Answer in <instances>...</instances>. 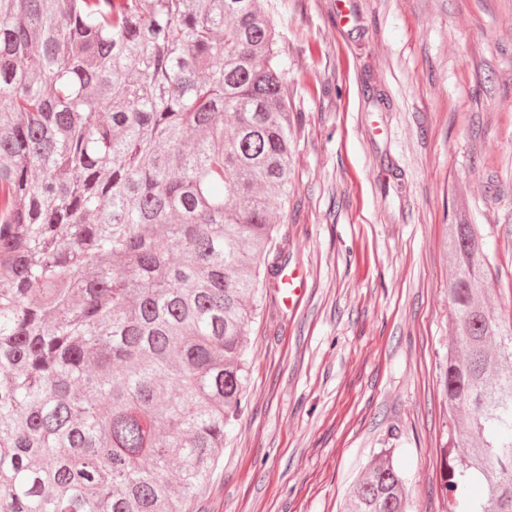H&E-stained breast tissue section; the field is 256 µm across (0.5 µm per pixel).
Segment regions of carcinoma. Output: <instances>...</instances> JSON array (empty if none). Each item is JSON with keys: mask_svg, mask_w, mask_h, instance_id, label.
<instances>
[{"mask_svg": "<svg viewBox=\"0 0 512 512\" xmlns=\"http://www.w3.org/2000/svg\"><path fill=\"white\" fill-rule=\"evenodd\" d=\"M279 38L262 0H0V512L212 482L292 181ZM446 246L448 512H512V322L478 225ZM346 508L407 512L393 449Z\"/></svg>", "mask_w": 512, "mask_h": 512, "instance_id": "1", "label": "carcinoma"}]
</instances>
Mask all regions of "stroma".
I'll return each instance as SVG.
<instances>
[{
  "label": "stroma",
  "mask_w": 512,
  "mask_h": 512,
  "mask_svg": "<svg viewBox=\"0 0 512 512\" xmlns=\"http://www.w3.org/2000/svg\"><path fill=\"white\" fill-rule=\"evenodd\" d=\"M299 116L271 265L303 275L250 327L246 404L190 512H345L381 449L409 512H445L452 224L512 319V0H268Z\"/></svg>",
  "instance_id": "stroma-1"
}]
</instances>
